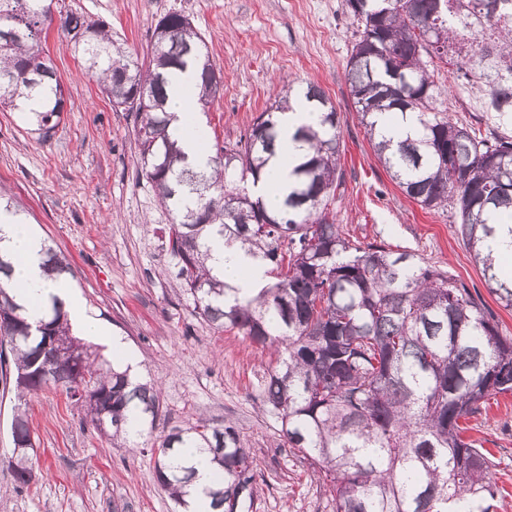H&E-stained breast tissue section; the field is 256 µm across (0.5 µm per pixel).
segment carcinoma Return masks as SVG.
<instances>
[{
    "label": "carcinoma",
    "mask_w": 512,
    "mask_h": 512,
    "mask_svg": "<svg viewBox=\"0 0 512 512\" xmlns=\"http://www.w3.org/2000/svg\"><path fill=\"white\" fill-rule=\"evenodd\" d=\"M358 35L346 80L360 123L400 189L421 208L453 211L472 248L496 231L488 217L512 222V135L453 121L436 108L434 74L441 65L485 87L483 107L512 115V0H347ZM44 0H0V108L34 110L39 130L58 124L65 99L42 46ZM168 35L153 39L141 62L112 42L100 21L68 11L61 29L84 69L95 75L112 107L135 113L141 172L171 212L166 244L178 258L177 277L193 311L217 329L237 330L282 358L263 376L261 405L281 420V437L322 474L334 512H491L497 490L484 449L465 441L460 422L488 398L512 393V338L500 334L478 294L420 257L383 245L362 248L342 235L329 206L340 186L338 113L310 83L304 98L318 113L294 139L306 147L291 174L283 207L272 214L247 183L260 179L275 153L279 95L246 135L241 149H220L209 170L193 169L169 130L171 75L193 67L204 110L220 85L205 76L217 66L203 37L177 12L161 18ZM410 113L418 131L397 142L376 128V113ZM248 246L274 281L245 300L224 301L226 285L211 273L207 240ZM45 270L72 273L46 245ZM489 293L512 308V283L498 281L493 262L474 253ZM8 346L18 396L61 385L86 418L121 447L130 425L155 428L158 391L132 384L99 362L72 334L58 305L37 325L0 285V346ZM12 445L35 447L26 413L11 422ZM205 448L224 471L209 494L214 512H242L257 470L248 442L228 422L204 418L161 437L152 448L158 485L179 506L195 472L177 462L186 443ZM14 482L36 478L31 457L7 458Z\"/></svg>",
    "instance_id": "carcinoma-1"
}]
</instances>
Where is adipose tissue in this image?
Listing matches in <instances>:
<instances>
[{
	"label": "adipose tissue",
	"instance_id": "adipose-tissue-1",
	"mask_svg": "<svg viewBox=\"0 0 512 512\" xmlns=\"http://www.w3.org/2000/svg\"><path fill=\"white\" fill-rule=\"evenodd\" d=\"M196 92L194 69L177 73L169 86L166 109L175 115L171 128L179 137V146L187 163L205 169L209 167L211 159L208 145L204 137L186 130L187 124L198 121ZM277 119L281 132L280 145L252 188L253 195L261 197L271 210L280 209L288 192L289 174L302 157L300 144L293 138L294 132L299 126L312 124L315 115L307 106L297 105L278 112ZM44 248V241L28 225L17 222L8 212L0 211V253L11 264L9 277L0 284L8 288L23 305L27 319L37 321L53 301H60L80 335L90 342L106 346L112 357L113 368L127 373L130 380H137L140 373L137 356L126 350L121 337L112 335L88 312L67 278L46 273L42 266ZM210 248L211 266L225 284L235 288L237 297L255 296L267 284L265 263L250 255L240 244L229 245L217 238L211 242ZM179 459L196 471L195 481L187 487L184 496L187 512H208V493L216 489L219 483L217 467L211 455L201 448H184L180 451Z\"/></svg>",
	"mask_w": 512,
	"mask_h": 512
}]
</instances>
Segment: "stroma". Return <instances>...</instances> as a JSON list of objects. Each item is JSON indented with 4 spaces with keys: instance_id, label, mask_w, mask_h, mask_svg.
Returning a JSON list of instances; mask_svg holds the SVG:
<instances>
[{
    "instance_id": "obj_1",
    "label": "stroma",
    "mask_w": 512,
    "mask_h": 512,
    "mask_svg": "<svg viewBox=\"0 0 512 512\" xmlns=\"http://www.w3.org/2000/svg\"><path fill=\"white\" fill-rule=\"evenodd\" d=\"M53 9L106 21L115 42L138 55L161 17L188 16L223 73L224 87L203 117L213 151L244 138L277 93L318 84L340 119L343 181L330 209L342 234L363 246L411 251L447 271L483 295L501 335L512 338V309L489 294L451 215L408 198L373 152L345 77L357 29L346 0H54ZM44 48L65 107L47 135L24 113L0 110V195L67 257L71 286L138 355L144 380L162 389V408L152 432L116 448L64 389L45 387L26 407L37 477L16 487L0 463V512H174L155 481L150 448L201 417L234 424L254 450L248 512H333L317 469L290 452L276 417L259 409L275 355L195 316L166 245L171 216L140 171L133 113L113 109L57 27ZM435 82L443 90L437 106L453 119L498 126L455 72L441 69ZM466 426L467 437L492 454L499 489L492 512H512V394L491 398Z\"/></svg>"
}]
</instances>
